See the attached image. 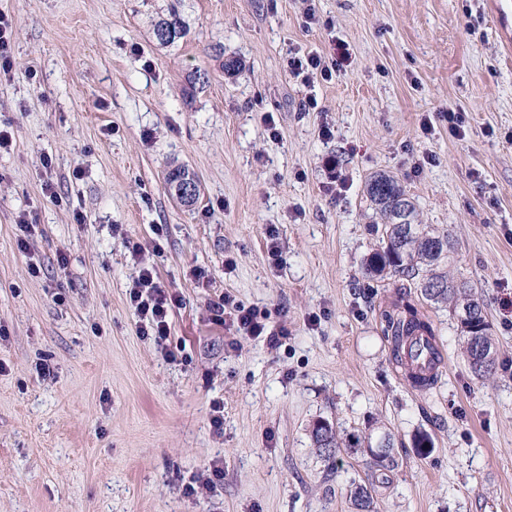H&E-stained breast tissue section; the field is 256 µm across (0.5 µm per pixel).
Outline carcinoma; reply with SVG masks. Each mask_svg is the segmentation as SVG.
Wrapping results in <instances>:
<instances>
[{
    "label": "carcinoma",
    "mask_w": 512,
    "mask_h": 512,
    "mask_svg": "<svg viewBox=\"0 0 512 512\" xmlns=\"http://www.w3.org/2000/svg\"><path fill=\"white\" fill-rule=\"evenodd\" d=\"M164 22L173 27L174 35L166 41L158 38V27H153V37L158 44H171L184 34L177 13L173 12ZM189 170L183 165L172 166L166 177L165 189L174 194L175 184L187 177ZM367 194L381 219L379 245L366 257L362 267L368 279L397 277L420 291L429 304L448 309L459 320L462 336V355L472 373L479 379H488L497 369V351L489 336L483 299L472 292L464 282H457L448 271V257L453 251L450 236L417 219L414 203L403 185L395 177L379 173L367 185ZM387 331L391 336L393 360L401 365L417 357V351L432 347L435 338L432 324L421 318L411 304L403 311L385 315ZM312 441L317 453L330 469L336 466V454L342 448L368 449L372 464L370 479L366 484H352L350 498L360 512H372L373 493L384 484L386 473L398 467L394 453V440L388 433L372 442L367 435H351L341 440L330 424L316 422Z\"/></svg>",
    "instance_id": "cac0c4a2"
}]
</instances>
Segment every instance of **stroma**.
<instances>
[{
    "label": "stroma",
    "instance_id": "1",
    "mask_svg": "<svg viewBox=\"0 0 512 512\" xmlns=\"http://www.w3.org/2000/svg\"><path fill=\"white\" fill-rule=\"evenodd\" d=\"M173 9L186 34L158 45ZM0 13L14 29L0 76L13 138L0 152V512H356L368 455L327 469L319 419L392 433L399 466L374 512H512V0H0ZM337 41L350 67L292 79L294 52L325 57ZM175 161L201 183L192 207L165 189ZM380 171L448 230L452 272L485 299L490 379L461 358L456 319L416 291L443 372L418 390L393 360L398 281L361 273ZM24 210L37 222L25 250ZM143 263L181 298L170 359L138 332ZM227 293L287 328L279 347L215 320ZM215 464L214 491L187 494Z\"/></svg>",
    "mask_w": 512,
    "mask_h": 512
}]
</instances>
